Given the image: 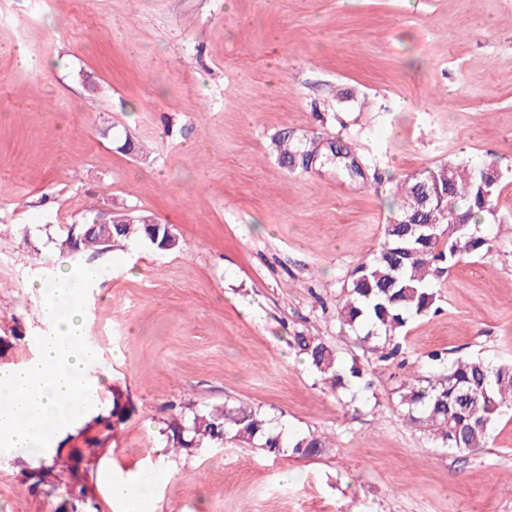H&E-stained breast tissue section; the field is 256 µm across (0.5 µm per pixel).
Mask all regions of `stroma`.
<instances>
[{"instance_id": "1", "label": "stroma", "mask_w": 512, "mask_h": 512, "mask_svg": "<svg viewBox=\"0 0 512 512\" xmlns=\"http://www.w3.org/2000/svg\"><path fill=\"white\" fill-rule=\"evenodd\" d=\"M451 160L504 174L488 245L434 278L436 312L408 322L402 361L379 362L337 309L397 185ZM122 207L180 247L73 258L98 273L79 289L110 375L100 418L116 393L130 411L62 442L99 438L78 478L101 512H122L106 476L143 468L180 474L152 512H512L511 411L458 453L394 406L429 353L512 361V0H0V365L45 329L43 252ZM300 332L372 363L373 395L343 406ZM227 403L327 446L165 447L175 406ZM29 467L0 450V512H55Z\"/></svg>"}]
</instances>
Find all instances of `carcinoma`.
Instances as JSON below:
<instances>
[{
	"instance_id": "1",
	"label": "carcinoma",
	"mask_w": 512,
	"mask_h": 512,
	"mask_svg": "<svg viewBox=\"0 0 512 512\" xmlns=\"http://www.w3.org/2000/svg\"><path fill=\"white\" fill-rule=\"evenodd\" d=\"M495 170L493 165L478 162L450 161L427 170L401 184L402 197L397 205L398 217H417L436 226L433 231L408 224L384 225L379 250L362 259L353 269L338 318L358 342L370 345L378 361L389 363L402 354L401 335L414 317L427 315L436 303L432 280L442 265L453 267L465 255H476L486 244L477 226L493 214L495 195L484 197L483 175ZM440 185L448 194V218L438 208L423 204L420 184ZM460 223H453L454 219ZM109 244H104L100 230L83 224L69 226L60 241L69 250L71 234L82 236L79 250L123 248L129 241L147 240L160 250L179 247L178 237L167 236L166 227L156 224H113ZM294 345L309 366L320 374L331 390H345L354 384L369 392L373 389L372 372L353 362L344 363L337 351L315 336L298 335ZM431 360L442 365L434 375L412 374L401 383L396 406L405 416L427 433L439 448L467 453L487 447L491 430L502 414L512 410V362L493 364L482 358L458 357L445 363L434 353ZM238 441L278 456L289 449L301 456H315L325 441L311 433H294L284 437L271 429V420L249 406L224 405L193 409L183 420L166 429L165 446L181 448L215 447L226 440ZM36 465L24 472L29 489H41L44 496H55L63 483L62 475L72 470V461L52 463L35 457Z\"/></svg>"
}]
</instances>
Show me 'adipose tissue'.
<instances>
[{"mask_svg": "<svg viewBox=\"0 0 512 512\" xmlns=\"http://www.w3.org/2000/svg\"><path fill=\"white\" fill-rule=\"evenodd\" d=\"M93 269H68L44 283L41 308L47 331L37 338L35 356L0 366V447L25 459L53 455V438L95 413L98 380L89 369L82 298L78 281L95 279ZM113 501L130 512H151L153 476L109 484Z\"/></svg>", "mask_w": 512, "mask_h": 512, "instance_id": "ef3b65f1", "label": "adipose tissue"}]
</instances>
